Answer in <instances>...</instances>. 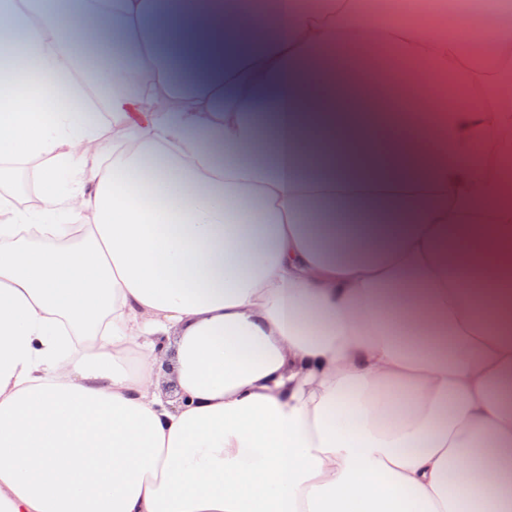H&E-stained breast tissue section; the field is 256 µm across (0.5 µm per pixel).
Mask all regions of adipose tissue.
Segmentation results:
<instances>
[{
  "instance_id": "obj_1",
  "label": "adipose tissue",
  "mask_w": 512,
  "mask_h": 512,
  "mask_svg": "<svg viewBox=\"0 0 512 512\" xmlns=\"http://www.w3.org/2000/svg\"><path fill=\"white\" fill-rule=\"evenodd\" d=\"M161 23L0 0V192L38 164L0 204V512H512V27ZM86 46L135 54L97 112L66 90ZM340 46L349 83L425 90L417 120L343 103Z\"/></svg>"
}]
</instances>
